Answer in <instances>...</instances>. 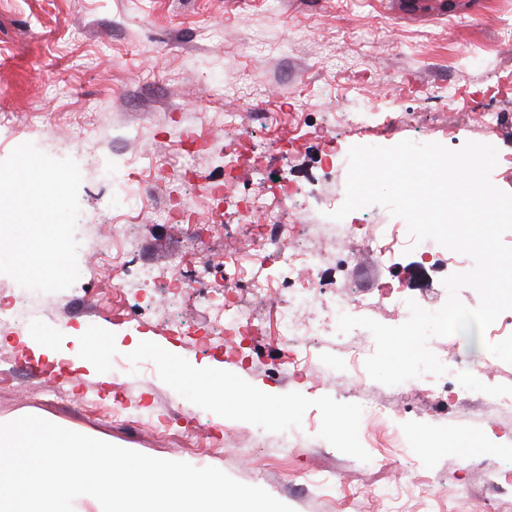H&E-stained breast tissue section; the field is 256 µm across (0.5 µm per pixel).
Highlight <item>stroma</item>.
Here are the masks:
<instances>
[{
  "label": "stroma",
  "instance_id": "stroma-1",
  "mask_svg": "<svg viewBox=\"0 0 512 512\" xmlns=\"http://www.w3.org/2000/svg\"><path fill=\"white\" fill-rule=\"evenodd\" d=\"M512 0H0V160L20 141L47 155L81 165L80 215L75 237L84 278L56 293H33L26 337L0 333V423L25 415L110 444L195 467L213 466L239 482L265 489L294 512H385L373 499L380 487L395 491L398 512H475L493 492L494 470L512 471V418L499 436L488 433L495 417L471 407L461 424L448 393L436 388L421 404L402 401L403 445H386L388 429L364 426L358 398L372 379H355L341 353L343 337L324 336L319 367L302 379L289 377L288 350L268 330L247 349L225 336L214 310L224 293V257L251 247L247 225L215 208L209 191L223 183L237 152L225 114L255 127L266 143L265 175L314 188L298 215L302 224L326 221L328 194L346 190L347 166L327 169L329 150L347 156L355 145L392 146L423 138L451 149L483 141L481 115H499L492 140L499 164L493 183L512 193ZM454 85L463 109L443 108L440 87ZM359 99L376 100L335 137L305 133L323 112L348 111ZM409 113L395 123V113ZM86 128L85 138L75 129ZM208 129V151L182 153L180 143ZM279 147H269L272 137ZM123 157L115 179L103 165ZM161 165L156 194L134 212L112 210V195L135 190ZM190 200L195 236L158 216L167 205ZM129 227L125 265L110 271L101 256L111 227ZM311 245L324 257L326 296L337 285L380 281L429 311L448 292L443 278L455 273L446 250L423 256L397 253L375 266L361 242L350 244L348 264L320 235ZM186 254V276L205 275L203 294L157 291L151 303L118 301V284L137 280L146 264H165ZM110 336L100 371L48 374L43 349L76 360L84 347L76 328ZM151 340L134 349L132 337ZM437 357L455 351L487 362L468 394L489 389L512 395V364L467 336L429 343ZM171 356H164V349ZM131 372L100 380L113 360ZM224 369L242 391L243 414L222 413L197 378L210 366ZM303 436L293 448L278 438L285 427ZM365 428L363 448L342 441L343 431ZM438 475L441 492L429 500L412 492L404 467ZM312 480L310 491L299 477Z\"/></svg>",
  "mask_w": 512,
  "mask_h": 512
}]
</instances>
